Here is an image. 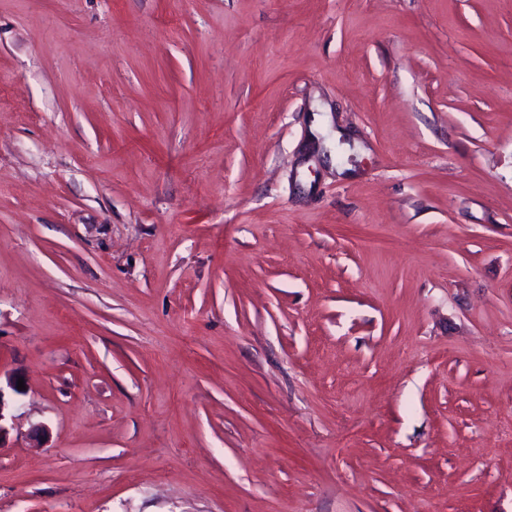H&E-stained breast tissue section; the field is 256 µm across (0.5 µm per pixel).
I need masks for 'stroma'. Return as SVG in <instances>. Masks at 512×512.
<instances>
[{
  "mask_svg": "<svg viewBox=\"0 0 512 512\" xmlns=\"http://www.w3.org/2000/svg\"><path fill=\"white\" fill-rule=\"evenodd\" d=\"M0 374V512H512V0H0Z\"/></svg>",
  "mask_w": 512,
  "mask_h": 512,
  "instance_id": "stroma-1",
  "label": "stroma"
}]
</instances>
